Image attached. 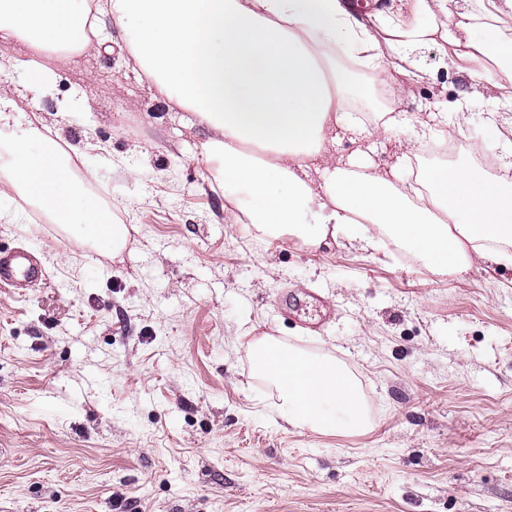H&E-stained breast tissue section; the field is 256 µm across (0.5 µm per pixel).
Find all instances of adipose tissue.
I'll return each mask as SVG.
<instances>
[{"instance_id":"1","label":"adipose tissue","mask_w":512,"mask_h":512,"mask_svg":"<svg viewBox=\"0 0 512 512\" xmlns=\"http://www.w3.org/2000/svg\"><path fill=\"white\" fill-rule=\"evenodd\" d=\"M357 18L340 0H0V41L32 52L30 79L16 90L0 61V130L25 120L46 126L38 101L52 92L48 57H89L120 28L127 63L166 101L206 130L201 159L217 166L224 192L245 189V203L225 209L232 224L250 225L261 244L289 237L311 249L342 236L379 248L389 236L433 272L462 274L480 265H512V139L473 144L496 150L498 175L478 167L433 171L428 197L412 202L408 186L373 173L362 158L342 161L337 132L368 138L407 125L402 112L366 122L351 111L355 88L335 52L395 82L406 94L418 80V51L446 34L437 23L387 25ZM0 197L25 194L100 248L120 254L127 228L110 223L98 202L69 174L59 146L15 138ZM319 180H312V173ZM315 208L316 219L303 214ZM260 369L279 391L277 411L289 425L319 434L369 428L354 380L335 362L246 339Z\"/></svg>"}]
</instances>
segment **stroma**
I'll return each instance as SVG.
<instances>
[{
	"label": "stroma",
	"instance_id": "1",
	"mask_svg": "<svg viewBox=\"0 0 512 512\" xmlns=\"http://www.w3.org/2000/svg\"><path fill=\"white\" fill-rule=\"evenodd\" d=\"M448 9L437 22L449 38L466 12L475 41L512 40V14L488 18L481 0ZM456 51L447 66L439 47L422 48L424 77L402 99L357 70L361 113L428 123L456 143L454 167L474 164L490 121L512 138V109L492 102L503 72L472 45ZM54 71L38 106L129 241L115 257L34 222L24 198L0 199L24 214L0 222V251L26 246L49 273L44 288L0 287V512H512L511 266L439 275L389 242L256 244L224 219L201 130L126 65L120 34ZM461 102L466 125L448 126ZM396 140L342 134L336 155L385 173L439 166L429 145L402 162ZM313 292L334 311L317 331L287 313ZM248 332L336 361L371 430L288 426Z\"/></svg>",
	"mask_w": 512,
	"mask_h": 512
}]
</instances>
